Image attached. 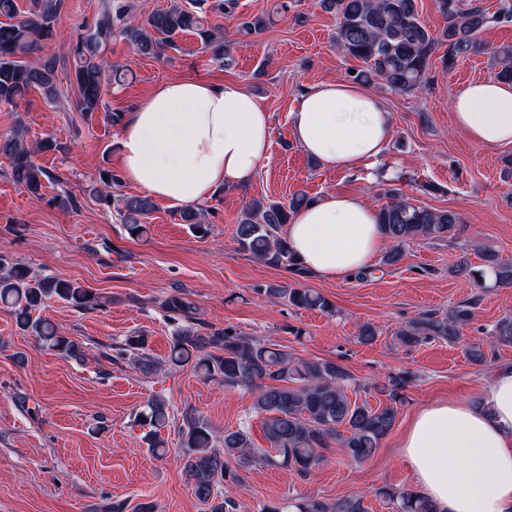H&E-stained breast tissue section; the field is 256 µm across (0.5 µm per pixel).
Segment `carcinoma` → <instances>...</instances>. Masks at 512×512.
I'll list each match as a JSON object with an SVG mask.
<instances>
[{"mask_svg":"<svg viewBox=\"0 0 512 512\" xmlns=\"http://www.w3.org/2000/svg\"><path fill=\"white\" fill-rule=\"evenodd\" d=\"M446 25L437 36L422 20L417 0H317L322 10L336 15V47L345 55L359 59L366 68L357 71L353 80L364 84L375 80L402 93H412L424 83L432 64V56L444 45L442 66L450 69L457 58L481 50L478 34L491 22L492 16L477 2L464 10L458 0H436ZM60 0H31L29 15L18 17L16 0H0V104L14 105L29 91L37 90L48 102L60 100L57 84V59L53 56L33 58L58 33L55 26ZM129 4L125 0H109L100 11L93 27L72 41L70 84L78 93L80 111L89 115L100 110L107 86L121 83L126 73L104 55V45L112 37L117 22L124 20ZM266 21L253 16L239 23V32L253 35L262 32ZM135 51L143 56H157L174 46L173 37L180 33L195 34L201 50L214 58H224L229 51L221 33L205 26V14L196 7H185L178 0L151 13L141 26L122 28ZM496 78L512 84V46L493 51ZM53 138L37 143L27 139L26 130L18 127L0 136V157L10 167L12 180L25 187L30 195L45 199V182L52 174L35 160L39 153L58 151ZM101 188H93L98 200L112 204L110 188L120 177L110 169L99 172ZM389 202L378 211V224L383 237L393 243L383 263L393 265L400 260L399 247L421 238L427 241L454 242L463 224L460 215L448 209H430L410 204L400 198L394 188L384 189ZM312 201L304 193H296L286 203L252 200L243 206L235 229L237 249L258 262L283 269L295 282L309 277L283 234V227L300 208ZM154 210L148 196L123 199V224L128 235L142 236L147 231L145 219ZM181 221L193 233L205 237L208 224L204 214L195 209L179 212ZM495 282L512 287V263L486 252L482 256ZM257 292L277 296L297 309L333 311V304L322 294L286 283H270ZM48 299L63 301L79 311H93L102 306L101 296L93 289L63 277H41L26 266L7 265L0 258V303L11 309L16 327L31 332L44 347L62 358L84 356L81 343L61 335L55 326L33 317ZM162 308L173 321H180L172 336L169 360L175 366L189 362L204 378L220 381L227 387L247 389L254 395L253 408L263 418V434L269 447L256 450L249 429L239 427L224 431L223 447L214 444L213 430L199 415H183L181 429L184 469L194 482L197 499L208 512H234L237 504L224 498V483L240 479L231 462L260 464L307 475L336 446L352 463L372 457L381 441L392 430L403 401V392L411 381L407 372L390 375L373 384L388 403L376 408L367 402L350 400L347 390L358 387L351 373L342 365L317 358H297L283 346L258 340L245 333L213 329L196 318V306L187 297L173 294L162 302ZM476 301L457 303L446 314L423 312L395 333L398 343L411 347L438 338L456 340L461 329L474 316ZM488 347H512V315L501 317L488 331ZM147 339L128 336L123 353L136 356L134 364L153 368V361L138 357ZM135 419L150 427L148 448L161 458L166 454L160 430L170 422L169 406L161 398L148 400ZM380 495L394 512H436L434 506L414 488L385 487ZM296 512H367L363 499L348 496L336 502L304 498L294 504Z\"/></svg>","mask_w":512,"mask_h":512,"instance_id":"1","label":"carcinoma"}]
</instances>
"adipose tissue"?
I'll list each match as a JSON object with an SVG mask.
<instances>
[{"instance_id": "1", "label": "adipose tissue", "mask_w": 512, "mask_h": 512, "mask_svg": "<svg viewBox=\"0 0 512 512\" xmlns=\"http://www.w3.org/2000/svg\"><path fill=\"white\" fill-rule=\"evenodd\" d=\"M452 112L454 125L478 146L512 145V86L468 84ZM269 124L268 112L239 83L166 82L127 114L121 171L155 199L198 205L255 179L269 156ZM289 126L304 153L341 171L381 158L392 135L379 97L348 81L310 84ZM286 235L310 274L323 281L355 274L383 247L376 209L356 194L321 196L294 214ZM400 448L417 490L436 512H512V367L497 369L479 401L419 410Z\"/></svg>"}]
</instances>
